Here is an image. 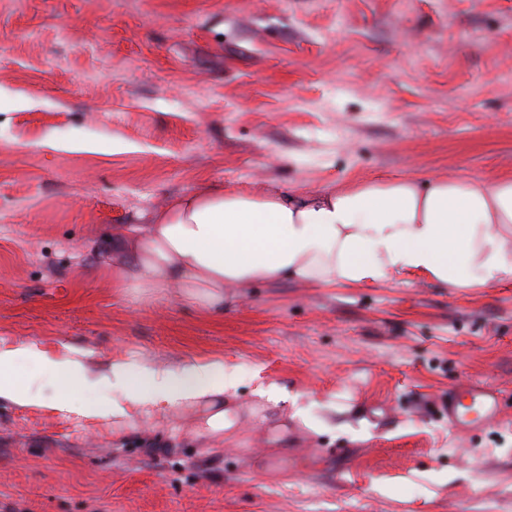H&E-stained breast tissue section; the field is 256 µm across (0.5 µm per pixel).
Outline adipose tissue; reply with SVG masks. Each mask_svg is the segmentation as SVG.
I'll list each match as a JSON object with an SVG mask.
<instances>
[{
  "mask_svg": "<svg viewBox=\"0 0 512 512\" xmlns=\"http://www.w3.org/2000/svg\"><path fill=\"white\" fill-rule=\"evenodd\" d=\"M106 263L118 280L223 313L236 291L290 278L323 287L382 284L416 276L450 288L512 284V177L373 178L347 188L257 191L211 187L172 197L149 224L130 227ZM39 367L15 378L19 361ZM105 390L109 402L84 409L92 420L133 423L154 409L189 408L215 441L238 430L224 403L237 385L221 361L145 368L136 383L118 361L52 354L37 344L0 348V396L18 406L68 412L64 394L45 391V375Z\"/></svg>",
  "mask_w": 512,
  "mask_h": 512,
  "instance_id": "adipose-tissue-1",
  "label": "adipose tissue"
}]
</instances>
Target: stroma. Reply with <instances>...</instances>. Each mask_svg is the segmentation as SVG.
<instances>
[{
	"label": "stroma",
	"mask_w": 512,
	"mask_h": 512,
	"mask_svg": "<svg viewBox=\"0 0 512 512\" xmlns=\"http://www.w3.org/2000/svg\"><path fill=\"white\" fill-rule=\"evenodd\" d=\"M378 173L512 175V0H0V345L218 359L241 423L0 398V512H512V288L288 278L214 317L103 270L171 197ZM475 385L500 412L456 429Z\"/></svg>",
	"instance_id": "stroma-1"
}]
</instances>
